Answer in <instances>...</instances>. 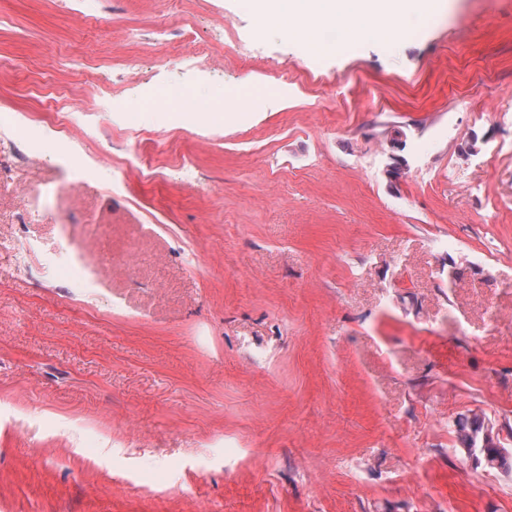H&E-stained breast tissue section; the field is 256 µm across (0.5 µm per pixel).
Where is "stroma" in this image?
I'll list each match as a JSON object with an SVG mask.
<instances>
[{
	"label": "stroma",
	"mask_w": 512,
	"mask_h": 512,
	"mask_svg": "<svg viewBox=\"0 0 512 512\" xmlns=\"http://www.w3.org/2000/svg\"><path fill=\"white\" fill-rule=\"evenodd\" d=\"M101 6L0 0V124L111 56L69 126L159 172L0 155V512H512L452 427L512 420V0L316 53L246 0ZM186 17L208 67L160 37ZM163 91L225 119L130 115Z\"/></svg>",
	"instance_id": "stroma-1"
}]
</instances>
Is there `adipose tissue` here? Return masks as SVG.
I'll list each match as a JSON object with an SVG mask.
<instances>
[{
    "mask_svg": "<svg viewBox=\"0 0 512 512\" xmlns=\"http://www.w3.org/2000/svg\"><path fill=\"white\" fill-rule=\"evenodd\" d=\"M435 0H252L261 16L280 19L289 35L305 37L311 20L340 24L349 36L369 31L387 34L397 16L416 6L430 7Z\"/></svg>",
    "mask_w": 512,
    "mask_h": 512,
    "instance_id": "obj_1",
    "label": "adipose tissue"
}]
</instances>
